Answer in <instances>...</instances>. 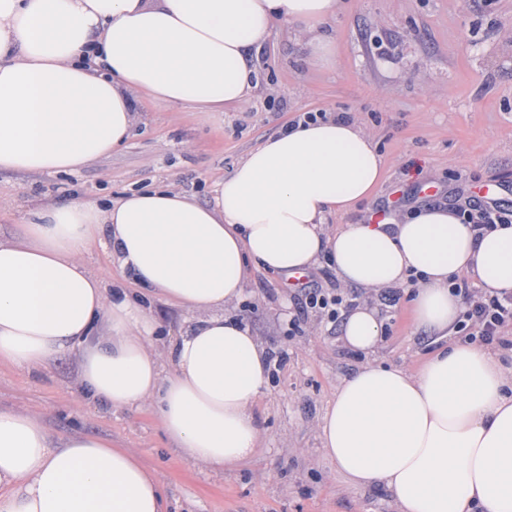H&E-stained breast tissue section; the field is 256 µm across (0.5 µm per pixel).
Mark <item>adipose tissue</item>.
Instances as JSON below:
<instances>
[{
    "instance_id": "adipose-tissue-1",
    "label": "adipose tissue",
    "mask_w": 512,
    "mask_h": 512,
    "mask_svg": "<svg viewBox=\"0 0 512 512\" xmlns=\"http://www.w3.org/2000/svg\"><path fill=\"white\" fill-rule=\"evenodd\" d=\"M340 0H0V171L74 174L112 154L140 96L197 112L249 101L252 49L275 23L336 65L322 28ZM384 162L353 121L288 125L220 178L209 203L174 186L106 204L30 207L0 237V362L28 369L74 352L77 383L116 410L152 406L175 447L212 468L256 454L254 408L269 358L226 316L248 268L290 278L328 262L339 281L379 291L416 279L415 329L434 349L414 372L376 354L385 319L366 301L340 340L366 356L341 378L318 423L324 458L356 487H383L397 512H512V367L455 337L449 280L467 273L512 292V224L475 235L456 207L427 203L385 224L327 230L378 188ZM109 236L141 296L107 288L84 257ZM195 317L159 354L142 297ZM0 512H168L155 474L90 435L52 439L38 417L0 410Z\"/></svg>"
}]
</instances>
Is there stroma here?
<instances>
[{"label": "stroma", "instance_id": "35a3bbf8", "mask_svg": "<svg viewBox=\"0 0 512 512\" xmlns=\"http://www.w3.org/2000/svg\"><path fill=\"white\" fill-rule=\"evenodd\" d=\"M329 32L336 69L313 66L306 43L278 23L252 53L259 83L247 104L203 113L151 102L122 149L78 173L1 171L0 236H13L35 202L100 201L160 184L209 202L248 149L304 112L349 116L382 153L383 182L357 217L419 201L454 205L492 181L496 204L512 209V0H342ZM246 288L230 314L287 359L254 409L263 446L234 470L194 463L151 408L116 411L84 398L74 353L39 370L1 363L0 409L40 416L56 438L91 435L130 449L156 473L169 512H396L383 489L338 474L317 433L338 380L363 356L316 316L289 335L291 282L252 270ZM387 321L379 358L418 369L431 345L413 332L407 299Z\"/></svg>", "mask_w": 512, "mask_h": 512}]
</instances>
